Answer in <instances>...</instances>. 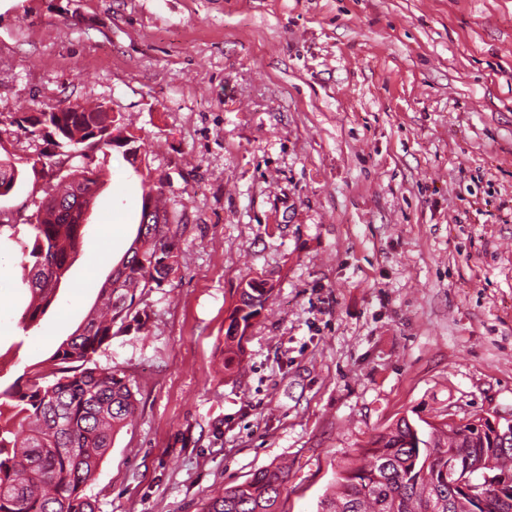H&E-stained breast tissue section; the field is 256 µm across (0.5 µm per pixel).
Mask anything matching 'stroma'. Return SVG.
Wrapping results in <instances>:
<instances>
[{
  "label": "stroma",
  "instance_id": "obj_1",
  "mask_svg": "<svg viewBox=\"0 0 512 512\" xmlns=\"http://www.w3.org/2000/svg\"><path fill=\"white\" fill-rule=\"evenodd\" d=\"M101 105L135 133L72 158L101 187L57 298L26 325L22 254L52 184L0 197V383L45 361L121 261L141 175L169 188L180 271L96 361L138 410L86 489L95 512H202L288 466L282 512L399 417L512 410V0H0V142ZM273 292L224 371L244 277Z\"/></svg>",
  "mask_w": 512,
  "mask_h": 512
}]
</instances>
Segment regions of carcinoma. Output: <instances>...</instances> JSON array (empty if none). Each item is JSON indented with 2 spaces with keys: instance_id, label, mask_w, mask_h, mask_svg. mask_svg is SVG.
Returning <instances> with one entry per match:
<instances>
[{
  "instance_id": "cac0c4a2",
  "label": "carcinoma",
  "mask_w": 512,
  "mask_h": 512,
  "mask_svg": "<svg viewBox=\"0 0 512 512\" xmlns=\"http://www.w3.org/2000/svg\"><path fill=\"white\" fill-rule=\"evenodd\" d=\"M22 122L21 129L31 135L38 126L51 129L61 149L82 145L93 150L112 143V113L83 105L78 112H41ZM22 178L10 157H0V197L13 192ZM76 181L99 184L84 171L59 179L46 193L44 218L32 225L27 252L31 299L24 313L30 325L53 304L68 258L78 247L75 239L85 228L76 223L88 206L70 191ZM142 184L136 238L109 286L100 288L87 319L57 347L52 368L32 371L26 381L18 378L0 389V399L12 408L8 416L0 411V512H95L85 487L137 403L130 380L98 366L95 356L125 332L127 320H137V292L163 287L179 269L177 232L161 206L165 189L145 179ZM265 283L250 278L238 291L224 334L226 370L243 356L244 333L271 293ZM455 456L478 466L481 474H512V449L491 451L474 423H429L424 429L403 416L362 448L361 463L341 470L320 512H471L462 501L448 504V460ZM286 481L285 468L271 466L224 488L203 512H278Z\"/></svg>"
}]
</instances>
